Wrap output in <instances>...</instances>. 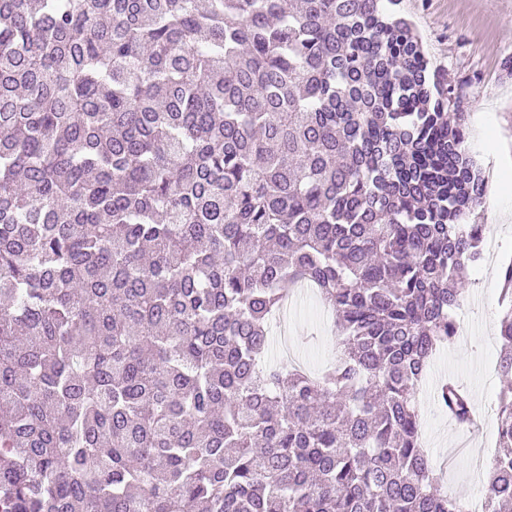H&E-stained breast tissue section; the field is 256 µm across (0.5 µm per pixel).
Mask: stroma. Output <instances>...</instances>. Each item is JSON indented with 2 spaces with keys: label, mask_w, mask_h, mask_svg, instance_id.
Instances as JSON below:
<instances>
[{
  "label": "stroma",
  "mask_w": 512,
  "mask_h": 512,
  "mask_svg": "<svg viewBox=\"0 0 512 512\" xmlns=\"http://www.w3.org/2000/svg\"><path fill=\"white\" fill-rule=\"evenodd\" d=\"M399 9L422 40L430 72L445 76L453 88L450 114L464 126L465 146L486 178L485 196L470 217L486 231L482 259L468 271L461 329L429 367L432 384L451 375L468 388L476 423L460 427L430 393L419 396L431 463L442 472L449 496L471 501L484 494L503 387L497 372L499 293L501 270L512 262V184L494 176L512 169V0H401ZM287 336L296 362L319 371L333 363L338 338L308 310L289 318Z\"/></svg>",
  "instance_id": "obj_1"
}]
</instances>
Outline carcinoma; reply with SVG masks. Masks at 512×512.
I'll list each match as a JSON object with an SVG mask.
<instances>
[{
  "instance_id": "obj_1",
  "label": "carcinoma",
  "mask_w": 512,
  "mask_h": 512,
  "mask_svg": "<svg viewBox=\"0 0 512 512\" xmlns=\"http://www.w3.org/2000/svg\"><path fill=\"white\" fill-rule=\"evenodd\" d=\"M399 3L0 0V512H470L416 395L485 181ZM301 286L318 377L262 363ZM496 428L512 512V385Z\"/></svg>"
}]
</instances>
